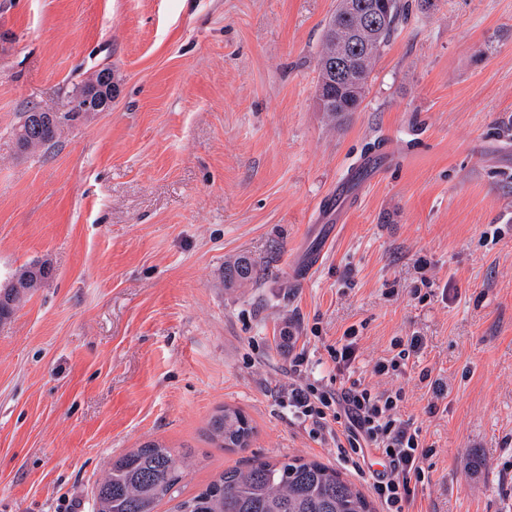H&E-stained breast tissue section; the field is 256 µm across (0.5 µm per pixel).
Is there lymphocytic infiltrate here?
Instances as JSON below:
<instances>
[{
	"label": "lymphocytic infiltrate",
	"instance_id": "lymphocytic-infiltrate-1",
	"mask_svg": "<svg viewBox=\"0 0 512 512\" xmlns=\"http://www.w3.org/2000/svg\"><path fill=\"white\" fill-rule=\"evenodd\" d=\"M306 361L301 352L290 357L289 407L355 471H363L371 455L384 456L387 466L372 472L371 488L384 512H409L418 486L429 478V451L422 427L403 412L402 388L379 390L359 379L341 389L320 388L301 381Z\"/></svg>",
	"mask_w": 512,
	"mask_h": 512
}]
</instances>
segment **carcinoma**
Listing matches in <instances>:
<instances>
[{"label": "carcinoma", "instance_id": "obj_1", "mask_svg": "<svg viewBox=\"0 0 512 512\" xmlns=\"http://www.w3.org/2000/svg\"><path fill=\"white\" fill-rule=\"evenodd\" d=\"M378 5L386 22L371 28L361 16ZM401 0H338L325 26L317 58L325 117L338 122L359 109L377 60L388 46L403 13ZM341 30L354 32L353 46L342 64L332 44ZM30 137L42 146L58 138L49 112L23 113L15 138ZM260 280L256 266L239 259L224 267V287ZM254 433L248 417L225 406L208 423V437L219 448H246ZM191 465L187 453H176L156 442L133 448L112 464L93 491V512H157L163 499L171 512H373L364 493L342 474L317 461L283 456L255 459L246 469L230 468L197 494L181 497L180 483Z\"/></svg>", "mask_w": 512, "mask_h": 512}]
</instances>
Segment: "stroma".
Masks as SVG:
<instances>
[{
    "mask_svg": "<svg viewBox=\"0 0 512 512\" xmlns=\"http://www.w3.org/2000/svg\"><path fill=\"white\" fill-rule=\"evenodd\" d=\"M406 2L333 125L316 63L336 0H0V285L50 268L0 323V512H92L150 441L193 457L186 497L255 457L339 467L275 397L288 328L310 381L403 387L433 449L415 512H512V0ZM105 66L111 109L20 152L23 112L66 111ZM241 256L264 275L225 288ZM350 329L346 376L329 350ZM410 336L405 375H375ZM225 405L248 448L208 439Z\"/></svg>",
    "mask_w": 512,
    "mask_h": 512,
    "instance_id": "1",
    "label": "stroma"
}]
</instances>
